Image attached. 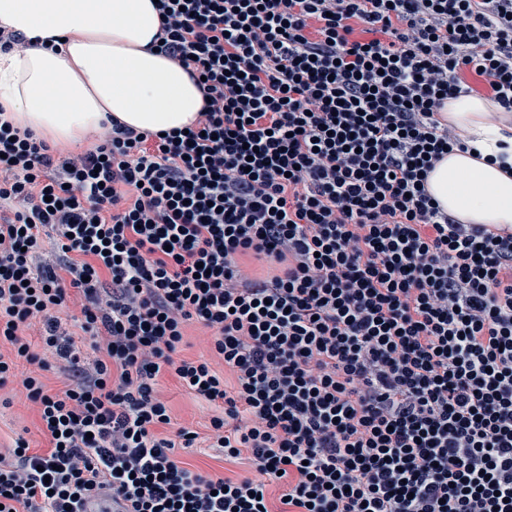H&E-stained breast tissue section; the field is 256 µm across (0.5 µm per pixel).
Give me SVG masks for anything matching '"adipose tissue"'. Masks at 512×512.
<instances>
[{"label": "adipose tissue", "mask_w": 512, "mask_h": 512, "mask_svg": "<svg viewBox=\"0 0 512 512\" xmlns=\"http://www.w3.org/2000/svg\"><path fill=\"white\" fill-rule=\"evenodd\" d=\"M159 27L153 0H0V29L62 42L56 53H0V104L20 128L64 145L90 144L110 117L153 133L191 125L203 92L153 51ZM442 116L473 135V149L448 153L429 193L461 223L512 225V173L490 161L499 143L512 147V113L466 95Z\"/></svg>", "instance_id": "adipose-tissue-1"}]
</instances>
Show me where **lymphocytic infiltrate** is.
I'll list each match as a JSON object with an SVG mask.
<instances>
[{
    "label": "lymphocytic infiltrate",
    "mask_w": 512,
    "mask_h": 512,
    "mask_svg": "<svg viewBox=\"0 0 512 512\" xmlns=\"http://www.w3.org/2000/svg\"><path fill=\"white\" fill-rule=\"evenodd\" d=\"M156 8V49L203 92L188 131L114 119L61 158L0 122V388L38 365L22 384L48 442L0 455V507L271 512L278 479L279 512H512V230L426 189L468 148L440 118L462 72L512 112V0ZM193 323L223 370L180 357ZM164 373L217 407L213 447L256 478L175 460L198 434H156Z\"/></svg>",
    "instance_id": "f902f5d3"
}]
</instances>
